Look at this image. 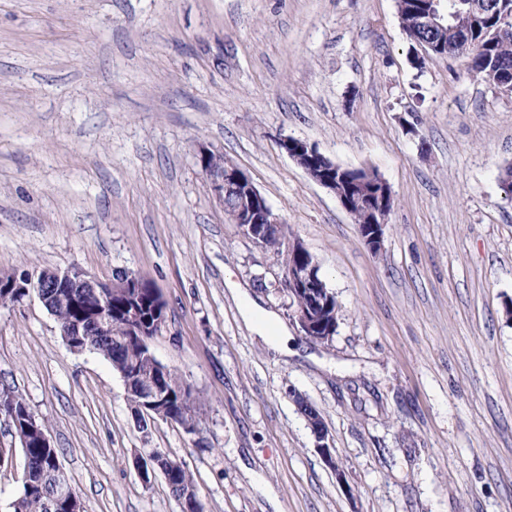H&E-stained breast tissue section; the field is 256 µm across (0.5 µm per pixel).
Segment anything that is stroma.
I'll use <instances>...</instances> for the list:
<instances>
[{"label": "stroma", "instance_id": "obj_1", "mask_svg": "<svg viewBox=\"0 0 512 512\" xmlns=\"http://www.w3.org/2000/svg\"><path fill=\"white\" fill-rule=\"evenodd\" d=\"M415 50L396 0H0V276H142L166 304L150 347L197 412L191 432L139 429L108 360L72 352L38 298L0 305V388L46 423L84 512H181L139 476L153 449L205 512H512V94ZM287 136L389 184L380 252ZM202 146L315 257L340 304L331 341L301 336L280 256L227 219ZM242 289L284 350L244 320ZM0 448L12 512L24 457L2 418ZM289 396L296 405L298 411L305 417L308 422V425L311 428L316 440V448L320 452L323 457L325 463L335 471L336 479L338 482L344 487L347 486L346 474L343 462L336 455L335 448H332L328 431L323 422V419L320 413L317 410H304V405L307 404L310 406L309 402L303 397L302 394L297 392L296 390H290ZM172 466L168 471V479L167 484L172 491L174 496L182 495L186 493L188 490H191L190 499L194 502V510L195 512H204V507L202 502L200 501L194 480L192 475L177 462L171 460Z\"/></svg>", "mask_w": 512, "mask_h": 512}]
</instances>
